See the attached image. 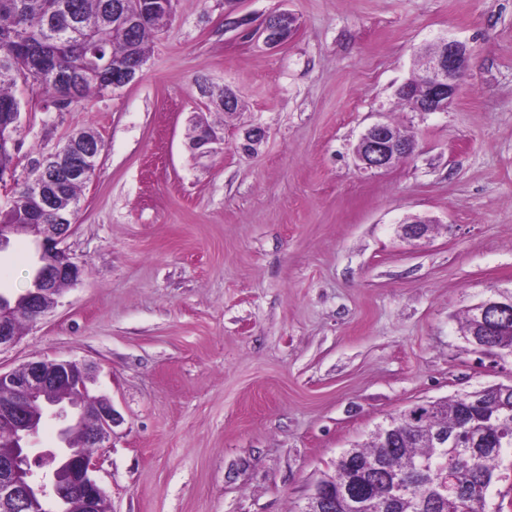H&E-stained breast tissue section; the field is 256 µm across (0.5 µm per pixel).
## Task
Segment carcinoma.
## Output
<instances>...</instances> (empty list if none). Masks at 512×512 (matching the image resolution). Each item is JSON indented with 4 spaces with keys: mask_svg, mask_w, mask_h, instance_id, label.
<instances>
[{
    "mask_svg": "<svg viewBox=\"0 0 512 512\" xmlns=\"http://www.w3.org/2000/svg\"><path fill=\"white\" fill-rule=\"evenodd\" d=\"M134 0H0V181L10 174L11 148L21 130L18 82L41 89L58 110L100 93L112 72L135 55L147 57L148 45L169 22L164 8L141 16L130 34L123 19ZM75 89L62 93L61 76ZM13 205L0 210V224H70L74 213L43 209L28 184L16 189ZM486 344L512 355V323ZM416 421L406 412L389 420L398 429L399 446L376 437L344 450L334 474L318 486L341 490L351 457L376 460L395 477L402 491L374 478L364 512H477L471 483H494L503 462L512 459V387L484 386L476 396L457 395L417 407ZM448 434L440 446L435 433Z\"/></svg>",
    "mask_w": 512,
    "mask_h": 512,
    "instance_id": "obj_1",
    "label": "carcinoma"
}]
</instances>
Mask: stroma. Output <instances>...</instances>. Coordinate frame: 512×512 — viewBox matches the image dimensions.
Returning a JSON list of instances; mask_svg holds the SVG:
<instances>
[{"instance_id":"obj_1","label":"stroma","mask_w":512,"mask_h":512,"mask_svg":"<svg viewBox=\"0 0 512 512\" xmlns=\"http://www.w3.org/2000/svg\"><path fill=\"white\" fill-rule=\"evenodd\" d=\"M279 12L295 25L269 48L255 31ZM442 36L470 48L468 73L445 111H411L396 91ZM203 77L243 110L210 112L224 143L197 158ZM15 95L0 201L73 132L104 149L66 241L88 273L0 370L92 366L90 395L122 417L92 451L111 512H300L391 416L512 385V356L461 329L512 294V0H176L138 81L61 111ZM380 118L416 149L367 172L354 150ZM409 216L433 221L426 238H401ZM37 262L10 236L0 293L30 288Z\"/></svg>"}]
</instances>
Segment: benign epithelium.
Listing matches in <instances>:
<instances>
[{"label":"benign epithelium","instance_id":"1","mask_svg":"<svg viewBox=\"0 0 512 512\" xmlns=\"http://www.w3.org/2000/svg\"><path fill=\"white\" fill-rule=\"evenodd\" d=\"M293 18L287 13L267 17L258 35L268 46L282 44L292 30ZM470 59L465 44L439 38L436 50L425 57L423 69L428 78L422 87L405 86L403 91L415 112H440L450 104L461 88ZM146 61L133 58L120 74L112 75L108 88L120 89L141 77ZM266 131L260 126L245 130L240 149L253 153L263 141ZM222 138L213 128H205L202 138L189 142L188 148L198 157L217 152ZM100 150L90 145L87 153L74 154L60 145L35 162L29 180L41 193L45 205L63 211L67 197L59 186L84 177L90 158ZM415 143L400 138V132L385 120L371 124L361 135L355 155L364 170H387L412 156ZM428 223L418 219L403 221L402 236L419 239L427 235ZM73 231L71 224H0V249L9 242V235L27 232L36 237L40 266L35 275V287L22 294L14 305H0V350L19 342L17 317L25 313L37 319L57 303L60 287L76 285L85 276V263L75 260L63 247ZM494 319L512 320V295L489 297L474 306V352L485 354L488 335ZM91 368L75 360H32L20 368L0 372V392L12 398L0 399V425L11 432V442L0 449V512H45V507H62L70 502L73 489L80 493L83 512H105L106 493L92 477L95 469L87 448L101 447L109 441L119 416L106 397H88L87 384ZM61 424L63 446L43 452L36 463L30 460V441L44 417ZM88 424L83 434V446L72 441L71 431L77 424ZM305 512H336V496L315 490L309 496Z\"/></svg>","mask_w":512,"mask_h":512}]
</instances>
